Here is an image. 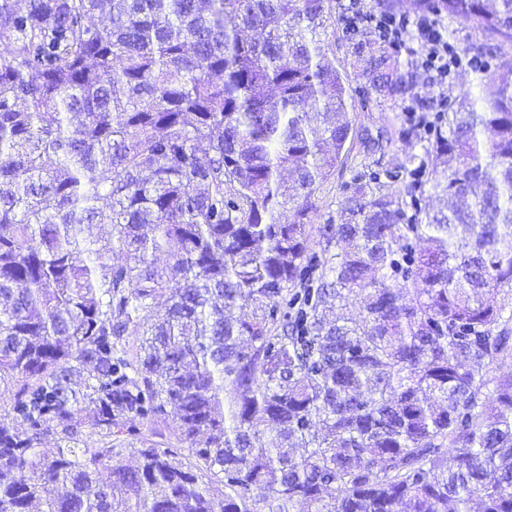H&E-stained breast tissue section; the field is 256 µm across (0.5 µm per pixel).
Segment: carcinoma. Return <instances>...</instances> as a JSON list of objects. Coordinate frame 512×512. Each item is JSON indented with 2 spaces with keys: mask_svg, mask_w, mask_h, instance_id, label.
<instances>
[{
  "mask_svg": "<svg viewBox=\"0 0 512 512\" xmlns=\"http://www.w3.org/2000/svg\"><path fill=\"white\" fill-rule=\"evenodd\" d=\"M328 2L0 0V512H512V58L316 228L350 82L417 83L370 32L336 70ZM410 3L512 42V0Z\"/></svg>",
  "mask_w": 512,
  "mask_h": 512,
  "instance_id": "obj_1",
  "label": "carcinoma"
}]
</instances>
